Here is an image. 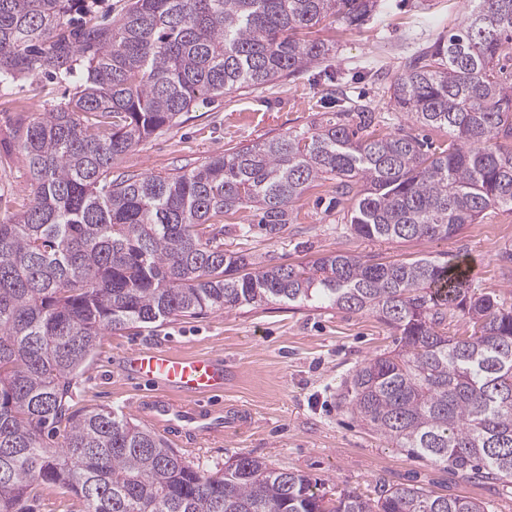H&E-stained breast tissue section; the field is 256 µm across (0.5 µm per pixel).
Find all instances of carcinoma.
I'll list each match as a JSON object with an SVG mask.
<instances>
[{
	"mask_svg": "<svg viewBox=\"0 0 512 512\" xmlns=\"http://www.w3.org/2000/svg\"><path fill=\"white\" fill-rule=\"evenodd\" d=\"M0 0V85L76 80L45 112L20 115L14 147L33 186L0 220V512L43 485L83 512H488L489 504L392 485L336 498L296 471L239 455L210 474L155 429L73 408L75 379L105 331L271 300L370 311L395 333L343 400L413 458L460 477L512 482V306L471 287L460 262H371L334 252L310 266L247 270L203 238L217 214L252 209L278 238L319 180L355 192L359 237L439 240L490 208L512 210V0H471L468 17L393 78L390 99L448 139L434 151L371 117L243 145L186 172L112 178V165L201 96L292 76L331 45L312 30L360 25L380 0ZM466 330L447 328L448 311ZM63 429L60 444L41 433Z\"/></svg>",
	"mask_w": 512,
	"mask_h": 512,
	"instance_id": "1",
	"label": "carcinoma"
}]
</instances>
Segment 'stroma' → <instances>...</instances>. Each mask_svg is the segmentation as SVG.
<instances>
[{
	"label": "stroma",
	"mask_w": 512,
	"mask_h": 512,
	"mask_svg": "<svg viewBox=\"0 0 512 512\" xmlns=\"http://www.w3.org/2000/svg\"><path fill=\"white\" fill-rule=\"evenodd\" d=\"M468 11L467 0H381L364 24L335 22L322 30L333 51L320 64L269 84L199 98L174 126L122 156L112 174L165 176L232 147L355 122L358 106L372 113L379 134L409 129V120L390 100V82L410 56L463 21ZM73 92V84L45 78L0 91V219L20 213L32 195L28 169L10 139L17 116L53 108ZM351 207L349 197L337 195L334 181H319L295 203L293 221L280 238L250 231L249 209L213 218L204 232L260 267L305 265L336 251L383 263L421 256L460 260L473 288L496 290L505 305H512V264L502 258L512 249V210L489 209L456 235L428 242L358 237L349 226ZM394 347L392 331L367 311L275 300L210 311L159 326L104 332L73 389L72 404L132 415L134 401L152 389L127 374L125 358L132 351L217 354L230 374L215 404L250 414L252 421L235 433L195 444L169 438V445L194 465L215 473L246 454L303 473L327 491L371 494L384 485L410 484L488 502L490 512H512V483L492 488L409 457L368 429L342 401L341 385L353 371Z\"/></svg>",
	"instance_id": "1"
}]
</instances>
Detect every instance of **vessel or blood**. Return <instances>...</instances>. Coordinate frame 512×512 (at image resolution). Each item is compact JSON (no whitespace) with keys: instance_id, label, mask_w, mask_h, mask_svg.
Returning a JSON list of instances; mask_svg holds the SVG:
<instances>
[{"instance_id":"1","label":"vessel or blood","mask_w":512,"mask_h":512,"mask_svg":"<svg viewBox=\"0 0 512 512\" xmlns=\"http://www.w3.org/2000/svg\"><path fill=\"white\" fill-rule=\"evenodd\" d=\"M130 375L155 385L153 393L135 404L150 424L204 439L223 435L224 412L209 405V397L224 390V361L216 356L185 357L162 349L131 353Z\"/></svg>"}]
</instances>
